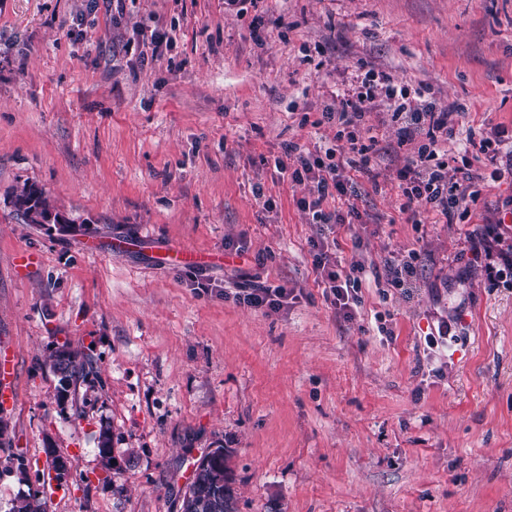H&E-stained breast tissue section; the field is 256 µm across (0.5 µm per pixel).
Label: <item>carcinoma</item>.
I'll list each match as a JSON object with an SVG mask.
<instances>
[{"instance_id":"1","label":"carcinoma","mask_w":512,"mask_h":512,"mask_svg":"<svg viewBox=\"0 0 512 512\" xmlns=\"http://www.w3.org/2000/svg\"><path fill=\"white\" fill-rule=\"evenodd\" d=\"M13 206L27 224H42L51 215L59 216L48 195L35 185H30L16 195ZM50 369L57 378V399L69 397L74 381L90 373L89 358H77L68 345L58 347L50 356ZM97 450L101 460H112L110 429L100 428ZM233 451L217 448L211 457L201 461L192 482L193 508L190 512H238V495L235 489V473L230 465Z\"/></svg>"}]
</instances>
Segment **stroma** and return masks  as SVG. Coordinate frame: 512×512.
<instances>
[{
	"instance_id": "35a3bbf8",
	"label": "stroma",
	"mask_w": 512,
	"mask_h": 512,
	"mask_svg": "<svg viewBox=\"0 0 512 512\" xmlns=\"http://www.w3.org/2000/svg\"><path fill=\"white\" fill-rule=\"evenodd\" d=\"M155 30L169 45L142 57ZM366 64L462 104L476 133L510 125L512 0H0V351L28 466L0 472V512L33 493L45 512H180L221 446L239 512H512V270L495 257L487 274L467 240L512 210V181L473 158L470 218L418 202L408 223L391 175L417 144L376 111L378 179L325 204L368 223H311L306 186L274 166L288 143L332 140L321 112ZM30 184L67 228L16 216ZM324 237L366 265L349 320L313 271ZM173 246L198 264L169 266ZM412 250L415 285L388 286ZM245 274L287 288V307L237 303ZM442 324L443 352L427 344ZM66 341L92 371L61 404L49 357Z\"/></svg>"
}]
</instances>
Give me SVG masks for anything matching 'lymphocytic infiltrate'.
Wrapping results in <instances>:
<instances>
[{
    "label": "lymphocytic infiltrate",
    "mask_w": 512,
    "mask_h": 512,
    "mask_svg": "<svg viewBox=\"0 0 512 512\" xmlns=\"http://www.w3.org/2000/svg\"><path fill=\"white\" fill-rule=\"evenodd\" d=\"M338 105H326L322 121L335 128V143L324 151L305 152L298 144H288L281 157L275 158L277 170L289 171L292 182L307 184L309 194L297 201L315 224H359L363 217L356 208L347 211L325 210L328 199L346 196L353 184L352 172L366 175L374 170L373 159L379 154V140L364 122L368 112L378 110L389 114L391 122L400 126V139L418 140L417 150L405 157L397 168L395 179L401 193V213L408 222H416L412 206L424 201L430 210L446 223L469 218L481 192L472 184L469 157H462L459 174L448 172V163L440 155L439 143L448 138H464L466 144H478L480 150L495 163L492 181L512 179V132L498 124L485 137H476L473 129L460 121L461 105H437L421 89L396 84L386 70L368 67L356 84L338 95ZM313 269L329 288L333 303L344 318H352L360 298L358 291L366 267L352 261L342 268L332 259L327 242H313Z\"/></svg>",
    "instance_id": "obj_1"
}]
</instances>
